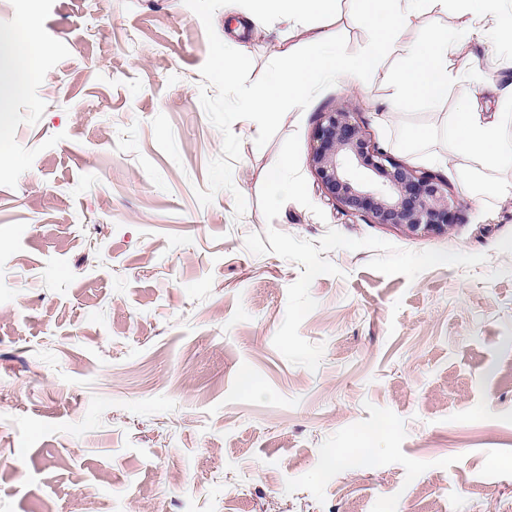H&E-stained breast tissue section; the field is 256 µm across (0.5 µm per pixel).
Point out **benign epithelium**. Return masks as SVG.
Listing matches in <instances>:
<instances>
[{
    "mask_svg": "<svg viewBox=\"0 0 512 512\" xmlns=\"http://www.w3.org/2000/svg\"><path fill=\"white\" fill-rule=\"evenodd\" d=\"M309 165L342 211L415 236L445 233L458 201L443 179L409 167L371 142L346 104L321 114Z\"/></svg>",
    "mask_w": 512,
    "mask_h": 512,
    "instance_id": "1",
    "label": "benign epithelium"
}]
</instances>
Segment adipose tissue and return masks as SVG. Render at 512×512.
<instances>
[{"label": "adipose tissue", "instance_id": "1", "mask_svg": "<svg viewBox=\"0 0 512 512\" xmlns=\"http://www.w3.org/2000/svg\"><path fill=\"white\" fill-rule=\"evenodd\" d=\"M356 17L369 25L372 39L360 55H346L327 37L314 39L294 63L276 71L259 95L241 100L239 107L262 121L280 105L302 108L321 83L342 80L354 85L378 70L387 53L397 54L400 65L391 73V107L405 103L430 108L441 106L448 91L458 85L460 72L453 57L471 42L493 43L512 31V10L501 7L502 0H459L462 21L451 29H430L423 39L404 37L421 15L447 12L448 0H352ZM339 0H258V10L272 13L300 25L311 18L325 19L335 14ZM37 43L30 32L21 37L0 38V62L10 76L29 84L36 75ZM502 111L483 112L472 103L449 113L444 149L451 155H465L467 167L512 166V85L505 90Z\"/></svg>", "mask_w": 512, "mask_h": 512}]
</instances>
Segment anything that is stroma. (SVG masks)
Here are the masks:
<instances>
[{"label": "stroma", "instance_id": "35a3bbf8", "mask_svg": "<svg viewBox=\"0 0 512 512\" xmlns=\"http://www.w3.org/2000/svg\"><path fill=\"white\" fill-rule=\"evenodd\" d=\"M244 10L0 0V32L30 17L40 49L0 143V512H512V470L490 464L512 459V167L441 158L461 93L499 111L512 41L470 44L438 108L388 112L390 56L257 126L238 101L313 36L356 55L371 31L345 2L301 26ZM228 39L249 57L229 84L214 71ZM341 103L396 160L447 180L450 231L411 236L324 196L311 136ZM417 125L434 138L411 143ZM293 134L312 204L269 223L259 192ZM270 226L487 260L410 280L370 269L373 251L327 252L339 273L313 280L299 329L324 347L312 371L273 345L303 267L246 249Z\"/></svg>", "mask_w": 512, "mask_h": 512}]
</instances>
